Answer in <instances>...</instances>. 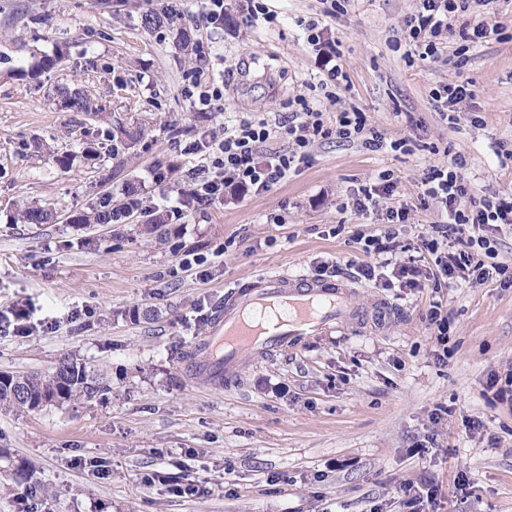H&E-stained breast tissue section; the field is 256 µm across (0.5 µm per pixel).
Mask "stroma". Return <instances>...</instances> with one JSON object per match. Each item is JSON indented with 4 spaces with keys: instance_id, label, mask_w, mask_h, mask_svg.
<instances>
[{
    "instance_id": "obj_1",
    "label": "stroma",
    "mask_w": 512,
    "mask_h": 512,
    "mask_svg": "<svg viewBox=\"0 0 512 512\" xmlns=\"http://www.w3.org/2000/svg\"><path fill=\"white\" fill-rule=\"evenodd\" d=\"M226 0L224 27L202 19V0H0V371L52 372L64 358L103 374L112 390L91 403L36 412L0 410V512H406L404 483L432 478L436 512H512V286L484 283L384 288L359 277L378 264L356 233L378 234L388 207L408 206L397 240L417 248L441 220L421 202V181L463 154L472 193L512 198V0H491L483 19L500 34L463 47L464 13L438 55L408 57L401 35L417 0H255L249 23ZM175 6L176 25L145 29L143 12ZM317 22L347 75L326 98L325 56L307 41ZM210 40L199 59L177 45ZM61 53L51 71L11 72L35 55ZM213 73L223 93L195 111L185 75ZM471 92L459 124L434 92ZM66 86L96 101L65 108ZM317 103L328 124L363 112L411 152H371L359 142H314L309 158L266 191L186 204L187 142L222 138L243 117L274 125ZM144 128L136 143L118 127ZM73 159L61 168L58 157ZM388 173L378 211L352 208L354 193ZM144 208L119 224H74L76 212L118 206L126 184ZM51 207L49 224H16L26 200ZM182 205L181 219L147 228V208ZM202 265L183 269L182 259ZM354 280V305L393 304L385 326L306 337L224 383L192 375L206 335L237 284L266 271L317 276L322 261ZM450 313L447 346L424 323L430 302ZM29 309L15 331L12 312ZM157 310L152 320L135 311ZM498 376L501 392L490 391ZM184 483L196 495L178 494Z\"/></svg>"
}]
</instances>
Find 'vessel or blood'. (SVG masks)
Segmentation results:
<instances>
[{"instance_id": "obj_1", "label": "vessel or blood", "mask_w": 512, "mask_h": 512, "mask_svg": "<svg viewBox=\"0 0 512 512\" xmlns=\"http://www.w3.org/2000/svg\"><path fill=\"white\" fill-rule=\"evenodd\" d=\"M353 288L342 279L313 280L265 273L234 289L207 335L193 346L195 375L232 380L266 355L298 345L305 337L344 329L357 316Z\"/></svg>"}]
</instances>
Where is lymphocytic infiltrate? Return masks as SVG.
<instances>
[{"instance_id":"1","label":"lymphocytic infiltrate","mask_w":512,"mask_h":512,"mask_svg":"<svg viewBox=\"0 0 512 512\" xmlns=\"http://www.w3.org/2000/svg\"><path fill=\"white\" fill-rule=\"evenodd\" d=\"M488 3L489 0H419L418 9L404 21V37L419 57L436 56L437 40L450 31L451 18L468 11H481ZM300 107L299 121L272 127L264 121L243 118L208 150H201L195 143L186 146V154L204 156L196 168L190 196L196 202L208 203L228 187L242 191L266 190L286 179L293 167L304 162L311 143L319 138L357 140L371 152H382L389 147L385 137L367 128L362 112L357 109L338 112L336 123L331 126L324 120L322 110L305 101ZM273 135L291 142L292 152L258 161V144ZM462 166V158H454L449 166L432 169L422 181V201L433 202L446 220L433 225L431 235L422 237L417 255L394 263L391 274L402 287L418 288L429 278L447 285L460 280L483 282L506 272L497 260L496 239L470 235L466 229L511 225L512 202L495 197H471L461 174Z\"/></svg>"}]
</instances>
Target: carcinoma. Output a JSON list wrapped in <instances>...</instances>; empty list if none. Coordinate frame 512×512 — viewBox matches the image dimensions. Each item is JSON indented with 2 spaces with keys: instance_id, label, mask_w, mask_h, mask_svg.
I'll list each match as a JSON object with an SVG mask.
<instances>
[{
  "instance_id": "1",
  "label": "carcinoma",
  "mask_w": 512,
  "mask_h": 512,
  "mask_svg": "<svg viewBox=\"0 0 512 512\" xmlns=\"http://www.w3.org/2000/svg\"><path fill=\"white\" fill-rule=\"evenodd\" d=\"M56 58L43 55L38 61L29 66L21 65L16 68L15 76L21 80L34 79L44 70L53 68ZM66 107L74 112H96L98 107L87 96L81 93H72L65 88L58 89ZM52 219V211L38 202H26L20 205L16 220L22 224H47ZM112 221V212L92 208L80 211L74 216L76 224H108ZM14 379L17 385L25 388L36 398L48 396L54 390L66 391L67 397L72 401L90 402L101 399L110 390V386L103 381V377L87 369L85 364H77L67 359L61 360L55 370L41 376L33 374H16Z\"/></svg>"
}]
</instances>
